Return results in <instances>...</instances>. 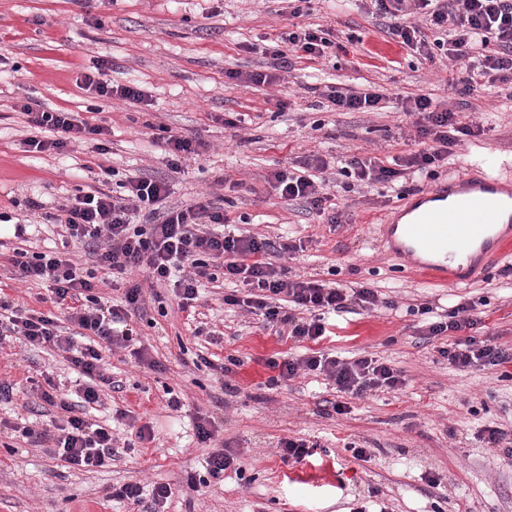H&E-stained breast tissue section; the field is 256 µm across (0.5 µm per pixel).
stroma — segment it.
I'll use <instances>...</instances> for the list:
<instances>
[{
    "instance_id": "35a3bbf8",
    "label": "stroma",
    "mask_w": 512,
    "mask_h": 512,
    "mask_svg": "<svg viewBox=\"0 0 512 512\" xmlns=\"http://www.w3.org/2000/svg\"><path fill=\"white\" fill-rule=\"evenodd\" d=\"M371 11L370 0H307L296 18L286 0H0V212L13 217L0 225V283L15 306L53 309L45 287L12 278L15 225H26L29 250L43 251L55 242L49 215L66 199L98 189L94 166L130 177H169L157 141L163 125L206 145L184 175L170 177L169 204L228 198L234 228L303 244L302 252L280 259L291 277L330 286L371 283L383 307L336 318L332 336L318 348L340 357L375 356L406 379L398 390L350 398L348 413L336 414V388L323 377L301 374L267 389L266 359L295 345L265 330L261 317L225 305L223 287L204 288L196 321L177 297L159 306L147 288L143 296L154 319L135 328L148 357L164 369L150 370L125 349L102 350L106 373L122 387L105 391L90 419L129 444L106 467H66L50 443L30 444L14 432L26 421L51 428L53 416L40 399L45 380L53 378L68 393L76 375L61 351H33L16 336L0 342V383L13 388L0 400V512H138L110 496L128 482L170 486L164 512H353L360 506L368 512H512V461L481 435L488 426L512 431V364L503 374L449 368L438 341L424 342L420 317L407 311L423 302L443 309L477 302V338L512 347V250L464 284H435L404 270L383 248L379 226L398 200L382 185L346 193L341 223L330 224L302 202L280 198L266 181L273 170L313 153L386 160L411 150L412 117L392 106L325 111L320 90L327 84L459 103L445 84V65L422 62L389 37ZM295 23L328 30L336 42L348 43L351 34L359 41L314 63L294 60L270 85L229 79L232 71L273 72L270 43ZM100 58L112 63L108 82L139 85L149 104L102 100L81 89L78 78ZM27 97L108 127L111 154L84 146L62 155L25 152L30 131L14 106ZM469 113L483 133L440 168L439 179L478 171L512 186V109L499 87L471 101ZM31 199L41 209H28ZM199 325L204 334H196ZM199 354L218 362L232 354L244 364L224 382L193 366ZM228 383L235 388L230 395ZM170 390L181 398L179 411L166 407ZM201 417L212 421L217 443L238 454L242 469L193 492L187 476L203 471L208 453L195 435ZM144 425L154 440L138 438ZM286 438L318 449L302 463L286 464L280 457ZM357 448L367 449V461L354 459Z\"/></svg>"
}]
</instances>
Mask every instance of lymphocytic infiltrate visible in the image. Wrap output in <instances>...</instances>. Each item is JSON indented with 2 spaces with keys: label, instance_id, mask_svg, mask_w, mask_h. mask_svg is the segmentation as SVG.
<instances>
[{
  "label": "lymphocytic infiltrate",
  "instance_id": "lymphocytic-infiltrate-1",
  "mask_svg": "<svg viewBox=\"0 0 512 512\" xmlns=\"http://www.w3.org/2000/svg\"><path fill=\"white\" fill-rule=\"evenodd\" d=\"M374 12L389 22L388 30L401 45L419 52L428 62L448 60L459 67L460 77H449L448 84L459 95L475 97L489 85L512 83V0H372ZM282 48L274 50L279 70L291 69L293 59H322L333 42L323 29L299 26L282 36ZM331 111L375 112L381 110L384 96L374 87L341 90L330 85L322 92ZM402 110L416 116V148L384 163L377 157L350 158L335 169L346 177L343 191L352 182L379 183L404 198L416 190L417 177H435L438 168L455 156L470 139L480 136L481 128L465 115L463 108L434 103L424 94L405 95ZM27 117L30 134L24 144L27 152L65 153L78 144L93 152H110L108 128L77 118L74 113L45 109L33 100L19 102ZM171 173H184L189 162L201 154V141L164 128L159 138ZM302 173L277 169L267 181L276 193L288 200L304 201L328 223H340L342 214L330 192L326 176L331 169L326 158L311 154L302 162ZM122 194L101 189L76 195L61 205L54 218L58 236L82 244L94 259L90 269L67 251L28 253L14 249L11 264L15 280L46 286L53 304L66 307L67 320L75 327L64 335L56 316L50 313L21 315L13 312L7 297L0 296V340L23 337L34 348L56 347L81 382L76 398L50 384L41 398L60 410L55 454L70 466L98 468L118 454L111 431L93 425L85 406L99 403L104 389L116 383L101 366L106 346H127L134 329L115 332V323L125 321L128 310H139L144 286H174L182 303L197 299L203 282L217 275L239 280L250 288L247 298L236 292L224 296L228 306L260 313L264 326L277 336L307 344L306 353H281L266 361L271 375L268 387L296 377L299 372L315 373L331 381L337 392L354 397L373 391H394L405 378L401 370L372 356L343 359L314 351L313 345L327 332L325 317L354 309L374 310L378 292L370 285L329 288L314 280L293 279L276 257L293 251L290 243H274L253 235L216 232V225L228 223L223 198L169 207V184L163 179L129 177L122 181ZM146 214L147 223L136 220ZM119 279L124 284L123 303L103 301L101 284ZM476 306L458 302L450 311L435 314L432 306L419 304L417 312L425 322L421 333L432 339L453 334V341L440 348L450 367L497 369L512 363V349H506L472 336L479 325Z\"/></svg>",
  "mask_w": 512,
  "mask_h": 512
}]
</instances>
